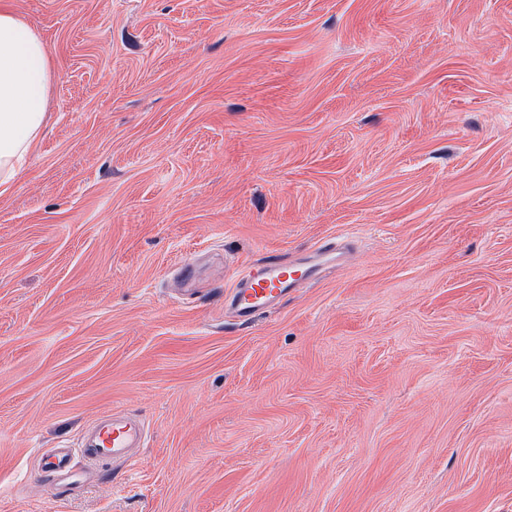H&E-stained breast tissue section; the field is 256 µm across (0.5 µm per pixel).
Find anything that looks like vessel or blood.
Listing matches in <instances>:
<instances>
[{
    "label": "vessel or blood",
    "mask_w": 512,
    "mask_h": 512,
    "mask_svg": "<svg viewBox=\"0 0 512 512\" xmlns=\"http://www.w3.org/2000/svg\"><path fill=\"white\" fill-rule=\"evenodd\" d=\"M317 265H293L277 257L267 258L262 267L239 280L230 294V304L240 322L252 321L256 314L271 309L286 298L302 282L315 279ZM143 438L141 422L123 416L108 415L94 426L90 440L81 448V456L94 468L114 462L134 465V448ZM69 448H52L39 455V466L46 478L58 482L66 475L73 455Z\"/></svg>",
    "instance_id": "vessel-or-blood-1"
}]
</instances>
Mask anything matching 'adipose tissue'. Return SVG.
Listing matches in <instances>:
<instances>
[{"label":"adipose tissue","instance_id":"adipose-tissue-1","mask_svg":"<svg viewBox=\"0 0 512 512\" xmlns=\"http://www.w3.org/2000/svg\"><path fill=\"white\" fill-rule=\"evenodd\" d=\"M53 64L42 37L0 12V190L8 191L44 121Z\"/></svg>","mask_w":512,"mask_h":512}]
</instances>
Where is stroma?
<instances>
[{"label":"stroma","mask_w":512,"mask_h":512,"mask_svg":"<svg viewBox=\"0 0 512 512\" xmlns=\"http://www.w3.org/2000/svg\"><path fill=\"white\" fill-rule=\"evenodd\" d=\"M0 9L54 64L0 194V512H512V0ZM111 413L136 470L57 497L39 450ZM318 267L289 264L279 257L267 258L256 273L239 280L231 290L230 305L236 318L242 323L252 321L259 312L279 304L302 282L314 280Z\"/></svg>","instance_id":"35a3bbf8"}]
</instances>
